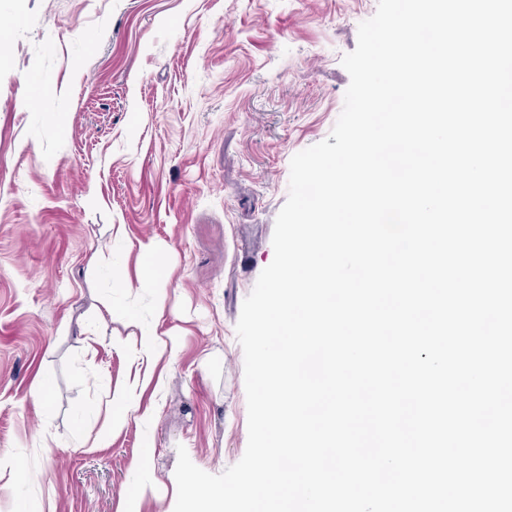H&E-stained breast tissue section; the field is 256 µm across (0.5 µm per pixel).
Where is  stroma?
I'll list each match as a JSON object with an SVG mask.
<instances>
[{
	"instance_id": "35a3bbf8",
	"label": "stroma",
	"mask_w": 512,
	"mask_h": 512,
	"mask_svg": "<svg viewBox=\"0 0 512 512\" xmlns=\"http://www.w3.org/2000/svg\"><path fill=\"white\" fill-rule=\"evenodd\" d=\"M377 4L0 0V512H120L138 457L162 485L133 512H174L178 447L213 475L242 458L236 323ZM144 330L178 342L153 417L96 447Z\"/></svg>"
}]
</instances>
